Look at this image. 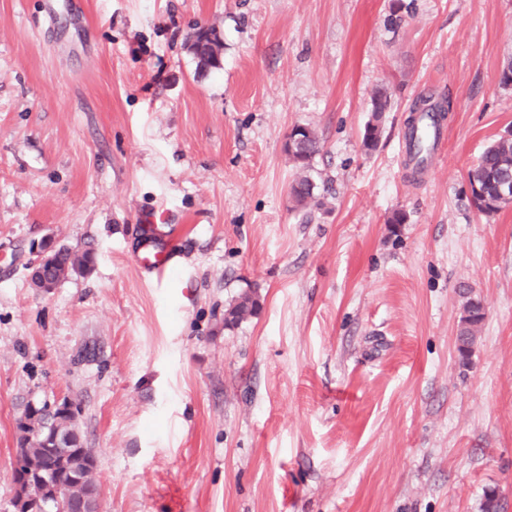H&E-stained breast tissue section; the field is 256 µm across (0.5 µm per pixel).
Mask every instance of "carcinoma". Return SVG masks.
<instances>
[{"mask_svg": "<svg viewBox=\"0 0 512 512\" xmlns=\"http://www.w3.org/2000/svg\"><path fill=\"white\" fill-rule=\"evenodd\" d=\"M190 50L197 59V67L201 70L215 68L220 64L221 43L217 34L212 30L197 31L192 35L189 45ZM448 112L451 109V101L445 99L431 105V108L423 110L417 117H411L407 128L410 136L406 139L407 145H412L418 125L425 119H435V110ZM470 183L476 186L472 203L481 213L486 215L498 211L496 206V184L502 177L512 175V137L496 139L492 145L488 146L480 155L477 161L468 170ZM49 259L46 263V269L52 273L58 274L63 279L72 273V267L79 262L86 268H91L94 264L95 255L91 249H86L81 253L73 252L66 247H59L48 253ZM257 306V300L250 296L244 297L239 303L225 310L224 325L229 326L237 323L247 314L251 313ZM483 318L475 316L470 326L463 329L461 335L464 336V349L460 352V358L463 361L469 359L471 345L474 341ZM42 418L50 419L60 425L69 420L67 414V401H62L54 411L47 410V406L39 408ZM44 435L33 434V436L20 437V451L18 452L16 469L29 470L32 464L39 460L43 454ZM82 485L64 482L60 489L63 496L73 495L81 490V487L93 486L97 484L95 472L85 471L82 473Z\"/></svg>", "mask_w": 512, "mask_h": 512, "instance_id": "cac0c4a2", "label": "carcinoma"}]
</instances>
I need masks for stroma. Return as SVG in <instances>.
I'll list each match as a JSON object with an SVG mask.
<instances>
[{
	"mask_svg": "<svg viewBox=\"0 0 512 512\" xmlns=\"http://www.w3.org/2000/svg\"><path fill=\"white\" fill-rule=\"evenodd\" d=\"M86 3L77 28L0 0V512L28 407L64 400L102 512H481L490 488L512 512V206L466 185L512 128V0ZM422 96L452 110L418 172ZM296 125L322 144L302 205ZM151 219L179 239L161 279ZM49 241L96 260L43 294ZM465 289L486 317L464 363ZM190 50L201 70L216 68L220 64L221 43L214 30L197 31L191 36ZM435 108H438L440 111L449 112L451 109V101L449 99L448 100L445 99L441 102L433 103L431 105V108L421 110V112H423V113H421L419 116L411 117V119L408 121V124H407V128L410 131V136L408 139L406 138L405 140L408 145V155H409L410 161L415 162V170L421 169L422 165L425 162V159L418 158L416 156V154H414L412 152V142H413L415 133L417 132L418 125L420 124L421 121H423L424 119L436 120L435 119L436 116L434 114ZM147 225L143 228L146 244L138 257V263L145 272L161 278L173 269L179 255L170 240L156 243L153 224Z\"/></svg>",
	"mask_w": 512,
	"mask_h": 512,
	"instance_id": "stroma-1",
	"label": "stroma"
}]
</instances>
